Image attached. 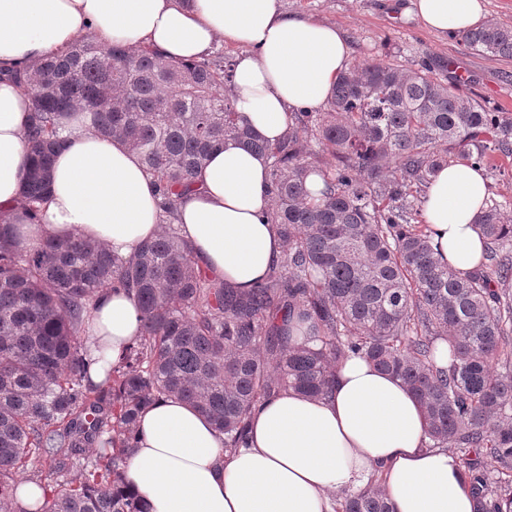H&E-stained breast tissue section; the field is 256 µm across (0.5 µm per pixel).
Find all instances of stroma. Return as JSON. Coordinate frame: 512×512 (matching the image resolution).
Returning a JSON list of instances; mask_svg holds the SVG:
<instances>
[{"label": "stroma", "instance_id": "35a3bbf8", "mask_svg": "<svg viewBox=\"0 0 512 512\" xmlns=\"http://www.w3.org/2000/svg\"><path fill=\"white\" fill-rule=\"evenodd\" d=\"M408 0H282L285 10L341 28L348 40L350 60L385 56L399 60L420 54L446 61L449 76L465 71V96L504 111L512 100V59L478 55L461 36L430 32L414 16L405 14Z\"/></svg>", "mask_w": 512, "mask_h": 512}]
</instances>
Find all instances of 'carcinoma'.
Wrapping results in <instances>:
<instances>
[{
    "instance_id": "obj_1",
    "label": "carcinoma",
    "mask_w": 512,
    "mask_h": 512,
    "mask_svg": "<svg viewBox=\"0 0 512 512\" xmlns=\"http://www.w3.org/2000/svg\"><path fill=\"white\" fill-rule=\"evenodd\" d=\"M463 41L512 58L511 27L488 22ZM232 67L220 50L178 62L81 35L7 74L32 103L27 217L46 200L66 120L86 113L147 168L161 231L128 257L78 232L27 246L0 212V512H29L16 502L23 474L44 491L34 512H145L125 468L149 404L185 401L231 453L257 403L289 388L328 394L352 354L419 399L428 447L456 452L478 512H512V216L484 200L482 258L462 277L435 256L421 197L446 165L512 156V117L464 97L427 55L365 59L339 77L324 111L290 113L272 145L237 111ZM226 140L266 158L268 223L286 243L248 292L209 276L175 224ZM106 291L132 297L140 334L92 385L78 336ZM307 322L301 340L284 335ZM336 512L395 510L373 478L340 494Z\"/></svg>"
}]
</instances>
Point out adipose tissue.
<instances>
[{
    "label": "adipose tissue",
    "mask_w": 512,
    "mask_h": 512,
    "mask_svg": "<svg viewBox=\"0 0 512 512\" xmlns=\"http://www.w3.org/2000/svg\"><path fill=\"white\" fill-rule=\"evenodd\" d=\"M425 27L456 35L484 22L483 0H411ZM129 49L150 46L174 61L200 59L217 43L238 47L232 93L239 112L265 141L288 131L289 115L322 108L350 65L342 30L283 11L280 0H0V70L27 65L80 34ZM30 99L0 82V209L10 210L19 239L77 231L131 255L160 231L153 179L137 154L70 122L53 158L38 221L15 210L29 166L24 131ZM264 157L225 142L195 176L176 222L207 272L248 289L284 257L268 224ZM486 197L481 170L443 167L423 203L433 245L459 272L475 269L482 241L475 227ZM92 383L139 334V314L125 294L100 295L86 321ZM418 399L398 379L351 356L333 371L332 389L311 398L288 390L258 403L244 447L224 450V436L198 411L161 398L138 422L127 478L150 512H335L336 495L363 489L371 476L395 512H475L457 455L427 447Z\"/></svg>",
    "instance_id": "adipose-tissue-1"
}]
</instances>
